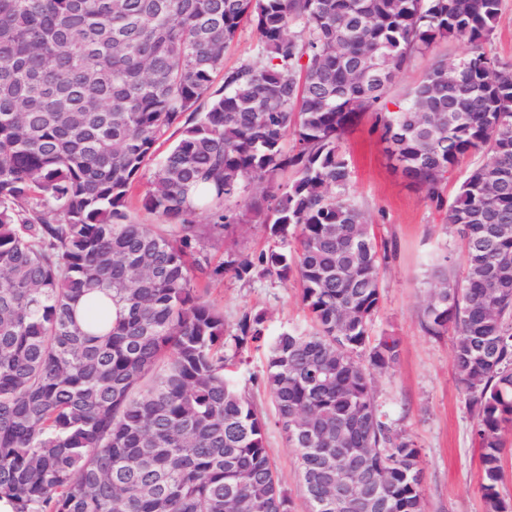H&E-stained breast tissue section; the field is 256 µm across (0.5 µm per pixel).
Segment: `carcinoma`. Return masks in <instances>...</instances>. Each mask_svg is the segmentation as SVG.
<instances>
[{"instance_id": "1", "label": "carcinoma", "mask_w": 512, "mask_h": 512, "mask_svg": "<svg viewBox=\"0 0 512 512\" xmlns=\"http://www.w3.org/2000/svg\"><path fill=\"white\" fill-rule=\"evenodd\" d=\"M501 3L0 0V496L15 512H292L271 424L296 449L308 512H428L420 449L373 389L401 341L372 334L392 248L352 198L342 147L365 113L431 197L484 155L448 209L463 276L434 271L420 326L455 335L484 512H512V62L487 51ZM245 24L259 60L227 68ZM450 39L460 57L389 98ZM151 163L142 207L163 229L129 210ZM289 171L279 193L251 192ZM256 215L274 245L212 265L205 244ZM228 269L295 276L309 327L269 342L264 313L245 310L225 335L209 293ZM84 298L100 316L78 317ZM252 347L272 421L233 377ZM341 454L377 496L338 510ZM464 44L457 40H449L439 45L433 55L416 59L405 71L399 74L391 89L390 98H401L404 93L415 86L422 78L424 71L432 61L434 55L445 56L448 61L458 58L464 51Z\"/></svg>"}]
</instances>
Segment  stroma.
Wrapping results in <instances>:
<instances>
[{
	"mask_svg": "<svg viewBox=\"0 0 512 512\" xmlns=\"http://www.w3.org/2000/svg\"><path fill=\"white\" fill-rule=\"evenodd\" d=\"M353 170V197L367 212L379 238L393 248L381 279V303L373 334L399 336L402 352L396 366L374 378L375 396L391 420L421 450L423 487L428 512H484L479 492L482 470L472 442L473 419L465 404L453 360L452 335L434 339L420 329L418 315L433 282L432 271L462 242L448 222L455 198L473 158L440 187L439 201L413 188L389 167L382 146L362 122L346 138ZM297 279L232 276L213 284L210 298L224 311L226 329L246 310L267 316L269 335L306 322ZM267 445L282 488L294 512H306L296 451L277 427Z\"/></svg>",
	"mask_w": 512,
	"mask_h": 512,
	"instance_id": "1",
	"label": "stroma"
}]
</instances>
